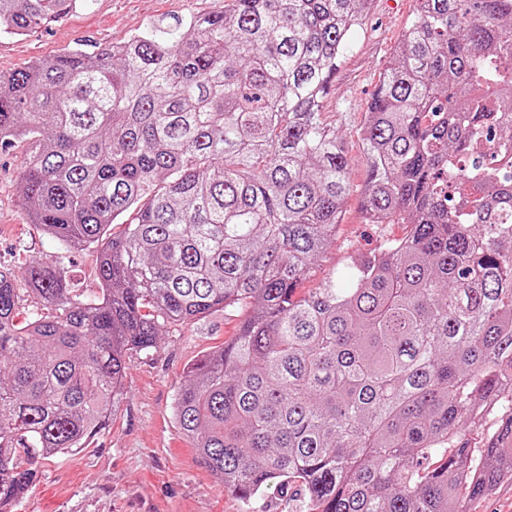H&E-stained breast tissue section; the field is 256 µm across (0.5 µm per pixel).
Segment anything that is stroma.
Returning <instances> with one entry per match:
<instances>
[{
  "instance_id": "obj_1",
  "label": "stroma",
  "mask_w": 512,
  "mask_h": 512,
  "mask_svg": "<svg viewBox=\"0 0 512 512\" xmlns=\"http://www.w3.org/2000/svg\"><path fill=\"white\" fill-rule=\"evenodd\" d=\"M220 0H88L86 8L26 36L0 34V75L81 45L117 43L149 26L171 28L191 15L217 10ZM416 0H374L340 62L322 103L349 162L351 193L336 238L297 290L308 295L359 254L403 238V224H369L361 211L367 165L359 138L371 98L393 62ZM26 144L0 150V263L36 257L63 261L70 286L93 296L96 256L62 246L26 216L16 183ZM244 314L216 312L189 324L165 326L158 346L131 354L124 394L113 418L80 452L40 461L38 476L12 512H304L296 483L243 500L219 487L175 423L173 406L190 364L233 339Z\"/></svg>"
}]
</instances>
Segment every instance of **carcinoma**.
Segmentation results:
<instances>
[{
    "label": "carcinoma",
    "mask_w": 512,
    "mask_h": 512,
    "mask_svg": "<svg viewBox=\"0 0 512 512\" xmlns=\"http://www.w3.org/2000/svg\"><path fill=\"white\" fill-rule=\"evenodd\" d=\"M84 2L0 0V31ZM372 2L223 0L0 77L26 215L96 253L99 284L85 299L61 262L0 264V512L103 429L130 354L227 309L248 314L174 405L224 490L467 512L512 479V415L482 448L459 430L512 393V0H418L361 129L366 223L409 231L295 297L350 192L321 107Z\"/></svg>",
    "instance_id": "carcinoma-1"
}]
</instances>
